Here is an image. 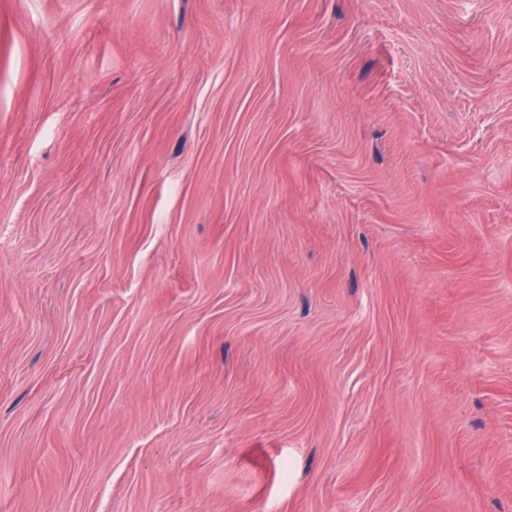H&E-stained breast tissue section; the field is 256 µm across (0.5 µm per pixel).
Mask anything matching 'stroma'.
I'll return each mask as SVG.
<instances>
[{
	"label": "stroma",
	"instance_id": "35a3bbf8",
	"mask_svg": "<svg viewBox=\"0 0 512 512\" xmlns=\"http://www.w3.org/2000/svg\"><path fill=\"white\" fill-rule=\"evenodd\" d=\"M0 512H512V0H0Z\"/></svg>",
	"mask_w": 512,
	"mask_h": 512
}]
</instances>
